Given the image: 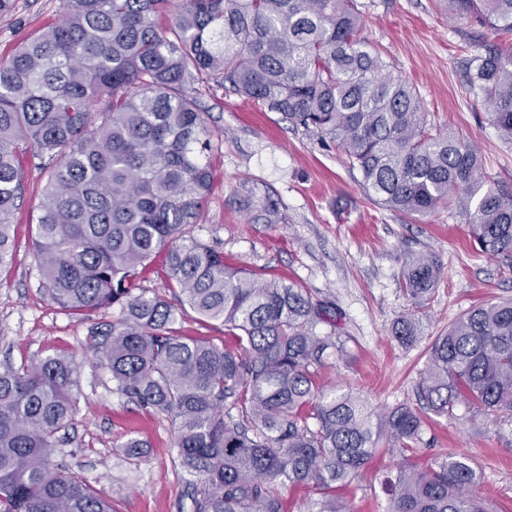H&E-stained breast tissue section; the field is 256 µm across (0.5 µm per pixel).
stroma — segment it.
<instances>
[{
	"label": "stroma",
	"mask_w": 512,
	"mask_h": 512,
	"mask_svg": "<svg viewBox=\"0 0 512 512\" xmlns=\"http://www.w3.org/2000/svg\"><path fill=\"white\" fill-rule=\"evenodd\" d=\"M363 36L411 83L431 123L474 140L484 173L512 193V142L489 120L482 98L466 85L468 59L495 43L493 29L449 16L437 0H364ZM62 0H10L0 12V59L57 24ZM212 133L208 156L214 183L199 224L188 232L222 250L227 263L292 282L328 304L335 320L320 334L343 342L321 379L367 400L376 410L401 404L420 411L421 440L414 461L425 467L455 454L479 473L474 495L491 512H512V415H494L460 400L451 414L426 410L419 396L429 349L448 325L472 307L512 296V273L471 244L462 217L439 209L409 220L371 198L341 151L320 136L293 127L213 81L196 86ZM23 193L13 217L14 259L0 270V366L59 355L72 359L80 389L74 423L60 434L58 462L111 498L114 512H180L189 476L178 466L171 417L139 408L117 388L95 356L93 324H109L118 307L78 321L50 299L40 279L32 240L40 191L48 173L25 156ZM271 196L280 224L253 221L247 198ZM431 254L441 268L425 304L423 333L409 345L392 328L413 309L402 284L410 254ZM147 441L138 456L121 445ZM404 459L379 450L342 491L349 512H386L389 483Z\"/></svg>",
	"instance_id": "stroma-1"
}]
</instances>
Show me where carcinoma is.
Here are the masks:
<instances>
[{
	"label": "carcinoma",
	"mask_w": 512,
	"mask_h": 512,
	"mask_svg": "<svg viewBox=\"0 0 512 512\" xmlns=\"http://www.w3.org/2000/svg\"><path fill=\"white\" fill-rule=\"evenodd\" d=\"M65 16L0 61V269L10 265L22 193L19 154L44 160L33 240L50 299L89 318H120L94 347L118 390L171 416L190 512H282L279 483L311 484L312 512H346L345 488L378 448L411 452L419 413H384L317 378L344 345L320 335L329 308L302 288L256 278L185 235L199 223L213 173L211 133L192 85L214 79L330 140L365 191L415 219L455 209L479 250L512 271V194L479 171V148L434 129L422 98L361 35L360 0H63ZM448 14L491 27L498 42L470 62L468 87L512 140V0H448ZM279 224L277 202L252 201ZM165 253L179 305L138 278ZM440 279L432 256H409L415 308ZM224 323L237 348L178 334L177 314ZM421 332L411 314L393 336ZM79 372L46 356L0 369V512H112L110 500L53 459L73 424ZM427 407L459 398L512 414V298L478 305L434 340L421 378ZM463 457L411 464L387 512H487Z\"/></svg>",
	"instance_id": "cac0c4a2"
}]
</instances>
